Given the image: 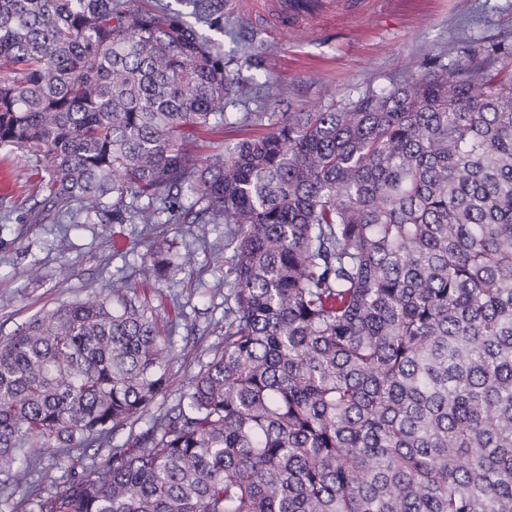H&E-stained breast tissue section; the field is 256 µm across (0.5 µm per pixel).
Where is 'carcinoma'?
Wrapping results in <instances>:
<instances>
[{"label": "carcinoma", "instance_id": "cac0c4a2", "mask_svg": "<svg viewBox=\"0 0 512 512\" xmlns=\"http://www.w3.org/2000/svg\"><path fill=\"white\" fill-rule=\"evenodd\" d=\"M189 3L224 29V0ZM485 59L199 165L183 140L224 124L233 78L196 23L0 0V149L45 158L48 210L224 225V338L125 443L174 359L131 283L173 280L174 242L0 342V473L37 512H512V46ZM74 450L63 489L35 484Z\"/></svg>", "mask_w": 512, "mask_h": 512}]
</instances>
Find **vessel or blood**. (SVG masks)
<instances>
[{
  "label": "vessel or blood",
  "instance_id": "1",
  "mask_svg": "<svg viewBox=\"0 0 512 512\" xmlns=\"http://www.w3.org/2000/svg\"><path fill=\"white\" fill-rule=\"evenodd\" d=\"M357 0H267L262 17L281 31H298L326 15L351 14Z\"/></svg>",
  "mask_w": 512,
  "mask_h": 512
}]
</instances>
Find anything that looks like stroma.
I'll return each mask as SVG.
<instances>
[{
    "label": "stroma",
    "instance_id": "obj_1",
    "mask_svg": "<svg viewBox=\"0 0 512 512\" xmlns=\"http://www.w3.org/2000/svg\"><path fill=\"white\" fill-rule=\"evenodd\" d=\"M250 0H224V32L217 40L236 83L224 101L223 127L190 134L186 148L199 163L238 139L267 132L268 122L246 125L247 112H315L340 109L369 92H387L423 73L436 58L435 73L481 63L496 44H512V0H375L364 16L324 19L297 36L283 35L252 19ZM285 89L284 101L274 100ZM13 179L0 193V337L17 333L41 309L91 299L128 265L140 264L150 237L137 224L31 223L42 207L48 179L44 158L0 151V168ZM157 233L177 242L191 264L161 289L142 288L162 320L173 325L177 358L170 383L151 412L130 432L147 429L155 414L175 407L191 377L210 361L209 349L224 336V272L205 261L204 247L224 241L223 230L208 234L185 224H161ZM38 269L39 282L29 272Z\"/></svg>",
    "mask_w": 512,
    "mask_h": 512
}]
</instances>
